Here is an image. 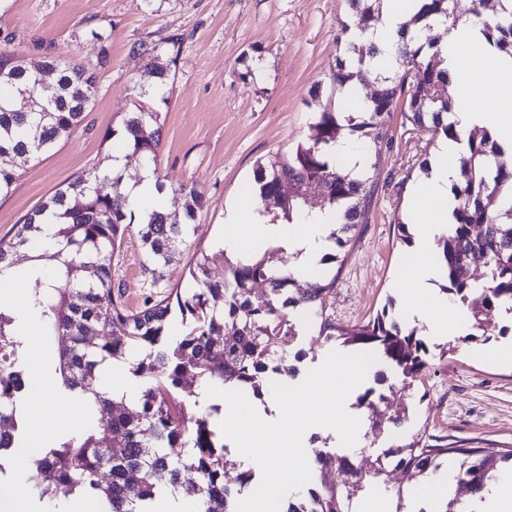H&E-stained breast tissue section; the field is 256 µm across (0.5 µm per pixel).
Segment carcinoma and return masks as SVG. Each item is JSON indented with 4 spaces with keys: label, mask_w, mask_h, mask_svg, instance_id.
I'll return each instance as SVG.
<instances>
[{
    "label": "carcinoma",
    "mask_w": 512,
    "mask_h": 512,
    "mask_svg": "<svg viewBox=\"0 0 512 512\" xmlns=\"http://www.w3.org/2000/svg\"><path fill=\"white\" fill-rule=\"evenodd\" d=\"M351 14L341 22L338 39L346 43L343 57L331 71L330 82L346 92L354 83L376 86L359 116L347 117V125L379 153L389 147L388 118L400 111L406 122L431 132L432 137L460 139L448 121L450 101L447 82L437 69L439 49L433 41L412 34L409 25L398 31L396 62L401 71L384 74L375 66L380 54L370 40L353 39L374 26L382 0H346ZM495 24L484 34L500 51L512 55V0H497ZM456 0H424L418 19L425 28H450L459 22ZM44 65L57 75L54 97L40 107L28 109L22 93H32L37 72L13 53H0V198L8 197L19 177L21 164L51 151L69 137L89 111L95 90V75L82 64L48 54ZM341 123L338 112L323 108L315 113L307 139L284 158L272 154L257 162L250 191L268 213L286 222L305 205L295 192H281L280 180L298 188L306 185L319 195L322 206L343 212L344 223L330 233L331 251L319 264L338 261L351 242V232L366 220L373 196L369 178L336 163L334 145ZM128 150L148 167L157 166L162 129L159 113L139 105L126 114L121 132ZM468 156L460 165L459 178L451 187L454 223L442 237L436 261L446 271L442 291L461 302L470 312L471 328L485 331L481 316L503 307L512 312V205L490 209L503 193L512 197V156L485 130H473L466 138ZM124 173L96 170L83 172L45 199L26 215L23 224L7 242L0 240V275L16 267L14 256L36 244L43 217L57 219V250L30 256L32 261L59 263L56 276L33 277L28 313L40 318L57 341L56 371L67 393L90 399L92 426L70 433L56 447L36 459L35 470L47 473L36 485L38 498L48 501L75 493L90 495L97 512H151L149 504L164 489L180 491L193 504L191 512H232L234 499L224 485V470L236 466L224 455V436L212 411L204 410L186 427L187 404L178 390L195 384L240 390L263 398L272 372L279 371L301 335L299 313L321 317L331 284L320 275L300 284L288 269L270 264L267 250L261 257L228 265L224 280L211 278V264L225 260L224 251L203 253L191 271L194 288L170 292L160 299H147L139 310H128L121 295L112 289V256L135 215L126 211ZM180 213L153 212L139 220L145 254L143 267L153 281L163 278V268L172 254L186 244L190 226L205 204L194 185L181 188ZM487 258L482 283L470 273L471 259ZM93 270L94 278L84 272ZM264 285L253 291V284ZM220 299L223 306L212 301ZM177 307L184 330L172 342L165 340L172 307ZM18 313L0 307V454L19 447L28 373L23 363L24 340L16 333ZM320 332L339 335L358 352L374 351L401 369L403 388L420 379L428 365L429 347L416 328L403 325L384 308L365 325L338 329L324 319ZM97 342L88 346L87 337ZM109 360H124L131 373L143 381L132 407L115 412L114 398L101 391L100 367ZM369 389L358 396L357 405L367 410L372 429L393 433L410 421L409 407L394 415L381 408L383 399ZM459 456L457 482L470 491L473 503L491 494L499 470L512 466V449L449 448L425 445L414 439L378 452L367 463L349 454L315 455L309 487L292 496L286 512H356L358 494L387 468L401 470L410 487H397L396 512L405 496L437 476L442 458ZM194 472L199 481L185 484L181 475ZM350 476L341 485L336 474Z\"/></svg>",
    "instance_id": "cac0c4a2"
}]
</instances>
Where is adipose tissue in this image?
Here are the masks:
<instances>
[{"label":"adipose tissue","instance_id":"ef3b65f1","mask_svg":"<svg viewBox=\"0 0 512 512\" xmlns=\"http://www.w3.org/2000/svg\"><path fill=\"white\" fill-rule=\"evenodd\" d=\"M484 17L457 24L439 46L442 66L455 90L452 119L459 132L479 127L492 133L504 149L512 150V56L489 46L484 35ZM466 151L465 141L442 140L429 163V175L415 185L409 195L408 212L418 225L415 248L402 268L407 282L406 307L427 317L432 332L446 334L461 328L468 313L444 294L430 293V282L444 276L435 262L434 243L447 233L452 222L454 200L450 188L458 179L459 159ZM127 208L135 214L167 211L168 193L158 191L149 170L126 181ZM339 214L332 209L308 210L292 223H273L251 198L241 199L228 213L224 224V250L248 258L280 246L297 253L294 273L308 280L328 246L327 237ZM29 355V385L41 402L40 416L54 419L62 412L55 378L43 370V352L36 322H26L23 332Z\"/></svg>","mask_w":512,"mask_h":512}]
</instances>
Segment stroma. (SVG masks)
<instances>
[{
	"label": "stroma",
	"mask_w": 512,
	"mask_h": 512,
	"mask_svg": "<svg viewBox=\"0 0 512 512\" xmlns=\"http://www.w3.org/2000/svg\"><path fill=\"white\" fill-rule=\"evenodd\" d=\"M346 18L344 0H0V52L34 66L51 51L97 75L92 110L81 126L31 160L11 195L0 200V239H10L28 212L76 174L106 169L111 133L121 129L154 65L152 57L135 53V45L176 35L181 44L168 93L152 102L163 129L159 175L172 190L174 210L183 207L182 184H196L209 205L198 212L194 232L157 284L143 271L139 227L131 225L112 257V283L132 308L191 287V268L201 253L220 248L224 215L247 195L257 162L290 154L306 139L320 105L350 111L339 96L311 99L314 85L330 84L344 51L336 33ZM390 133V148L368 157L374 197L366 221L342 261L321 268L324 280L334 283L327 313L339 327L366 324L387 305L397 315L403 309L401 268L411 246L393 222L394 213L406 209L398 183L422 178L420 163L433 156L437 143L398 112ZM485 323L489 341L468 342L470 326L439 336L413 320L431 357L412 389L411 425L387 439L365 433L364 451L418 434L431 445L512 448V316L494 309ZM296 347L301 355L294 365L305 372L342 344L321 335L319 321L310 319Z\"/></svg>",
	"instance_id": "obj_1"
}]
</instances>
